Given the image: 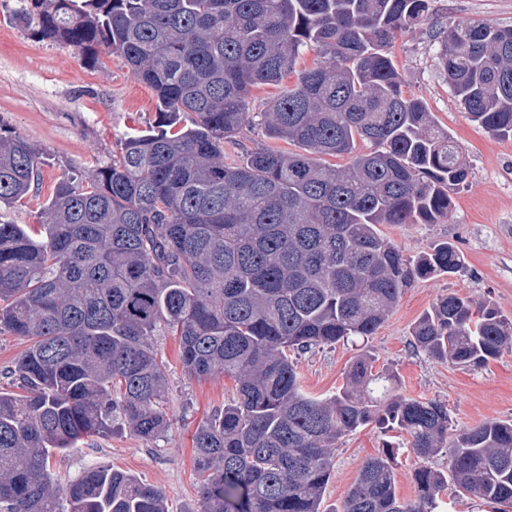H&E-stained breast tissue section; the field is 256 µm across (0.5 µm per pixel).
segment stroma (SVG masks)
<instances>
[{
    "instance_id": "1",
    "label": "stroma",
    "mask_w": 512,
    "mask_h": 512,
    "mask_svg": "<svg viewBox=\"0 0 512 512\" xmlns=\"http://www.w3.org/2000/svg\"><path fill=\"white\" fill-rule=\"evenodd\" d=\"M15 6L16 0H0V127L39 150L41 182L23 201L1 207L0 218L38 224L57 181L110 161L130 129L155 126L156 98L119 57H103L96 65L74 47L37 39L14 20ZM453 20L510 26L512 0H434L433 22L398 37L392 52L403 92L422 99L462 147L468 183L454 194L453 209L442 223L389 224L383 231L409 257L434 242L453 241L467 269L454 277L414 282L367 343L316 347L293 361L303 391L322 398L336 394L351 363L369 352L374 370L398 376L402 396L446 403L456 425L475 427L512 420V353L469 368L432 360L411 343L415 322L449 293L490 300L512 319V139L494 137L470 122L436 69L434 27ZM157 347L170 365L163 402L170 427L163 437L146 440L118 425L110 437L80 441L51 457L50 466L64 481L90 465L119 469L162 490L169 512H196L192 439L203 418L231 400L233 383L221 375L189 378L174 337H158ZM405 440L398 432L371 427L341 437L324 512H340L366 459L389 443L400 446L397 495L413 499V473L421 461Z\"/></svg>"
}]
</instances>
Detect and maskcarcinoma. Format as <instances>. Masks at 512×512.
<instances>
[{
	"instance_id": "carcinoma-1",
	"label": "carcinoma",
	"mask_w": 512,
	"mask_h": 512,
	"mask_svg": "<svg viewBox=\"0 0 512 512\" xmlns=\"http://www.w3.org/2000/svg\"><path fill=\"white\" fill-rule=\"evenodd\" d=\"M17 2L14 19L39 39L95 64L122 58L154 91L159 121L86 176L60 179L43 235L0 221V334L28 342L9 369L17 391H0V512H168L158 487L122 471L92 465L63 484L48 466L117 421L145 439L166 432L163 331L187 375L234 383L193 438L201 512H323L336 442L368 426L404 432L424 461L447 454L448 472L420 466L404 502L388 445L341 512H435L450 483L508 512L512 421L455 429L445 403L401 396L366 355L338 393L311 397L291 359L369 339L413 282L465 268L452 242L410 259L380 229L440 223L469 177L460 145L403 94L391 52L433 0ZM435 40L470 121L512 138V26L462 20ZM261 87L274 93L252 112ZM255 125L301 151L224 160V142ZM41 164L0 132V205L25 198ZM412 344L479 368L512 351V321L450 293Z\"/></svg>"
}]
</instances>
